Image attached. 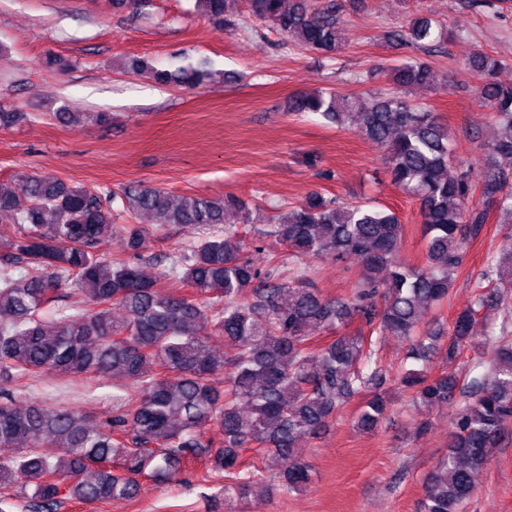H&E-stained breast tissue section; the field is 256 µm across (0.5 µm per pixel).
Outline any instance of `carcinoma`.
Masks as SVG:
<instances>
[{
    "label": "carcinoma",
    "instance_id": "carcinoma-1",
    "mask_svg": "<svg viewBox=\"0 0 512 512\" xmlns=\"http://www.w3.org/2000/svg\"><path fill=\"white\" fill-rule=\"evenodd\" d=\"M230 0H197L209 19L224 21ZM254 15L289 42L336 58L342 48L336 4L316 10L309 0H252ZM406 42L426 46L445 38L429 17H416ZM471 66L485 78L481 98L498 118L489 144L493 157L512 159V85L496 81L501 60L479 53ZM163 84L197 87L213 72L200 66L157 70ZM390 80L405 88H428L435 72L423 61L394 68ZM297 112L321 115L336 127L359 128L386 149L394 185L420 202L426 262L400 255L404 226L390 209L344 202L319 192L278 214H260L270 234L289 248L288 260L258 265L244 254L247 231L231 221L244 203L229 195L175 197L162 189L129 185L120 192L92 193L47 175L22 174L19 187L0 189V216L18 224L0 244V383L27 375L79 381L112 375L138 399L134 411L118 405L112 418L93 423L71 408L45 401L0 397V447L15 455L0 459V488L28 501L31 512H57L66 499L82 502L136 497L140 479L169 481L199 448L212 447L206 430L223 432L209 457V471L224 476V496L262 498L269 490H294L309 480V465L294 459L297 441L318 432L356 396H366L357 427L375 430L387 403L369 391L383 369L382 336L411 341L406 358L426 359L434 337L420 332L425 315L448 301L464 268L468 247L484 232L487 211L470 205V174L448 176L453 143L431 111L397 94L364 96L304 94ZM485 202L512 221V173L485 171ZM147 214L158 226L179 224L190 239L166 256L150 279L138 265L145 228L114 224L121 214ZM122 229L128 257L106 258L99 245ZM505 265L471 275L475 300L457 312L446 357L454 363L472 340L477 313L503 303L497 282L512 273V247ZM361 262L360 280L345 297L328 298L302 286L305 260ZM173 280L182 293L161 289ZM71 288L81 295L73 314L47 320L45 312ZM358 319L369 328L345 329ZM224 337L233 351L212 348ZM488 373L466 385L450 372L433 379L408 369L401 383L415 404L431 409L457 395L459 409L448 432V450L423 481L422 512H465L476 478L502 445L512 425V342L493 340ZM255 444L277 471L276 483L240 460ZM61 449L55 457L38 452Z\"/></svg>",
    "mask_w": 512,
    "mask_h": 512
}]
</instances>
